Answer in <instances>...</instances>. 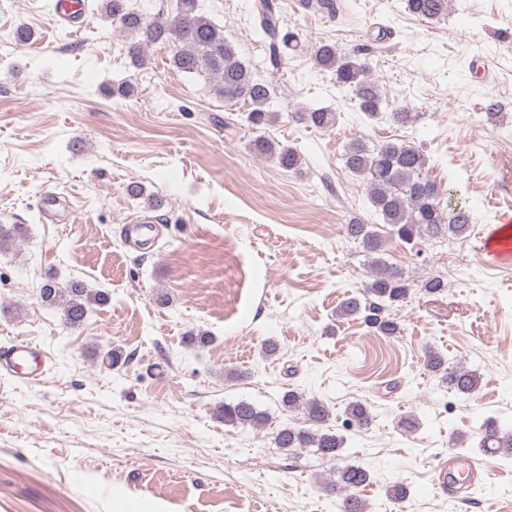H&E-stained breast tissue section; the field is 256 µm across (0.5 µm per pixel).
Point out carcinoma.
Masks as SVG:
<instances>
[{
    "instance_id": "cac0c4a2",
    "label": "carcinoma",
    "mask_w": 512,
    "mask_h": 512,
    "mask_svg": "<svg viewBox=\"0 0 512 512\" xmlns=\"http://www.w3.org/2000/svg\"><path fill=\"white\" fill-rule=\"evenodd\" d=\"M448 4L449 0H406L408 11L427 20L446 16ZM104 13L125 34L127 54L133 64H145L147 49L166 43L173 47L172 64L177 70L208 81L214 94L226 102L249 104L246 122L251 127L259 128L277 119L270 110L269 83L253 77L224 36V28L201 14L198 0H174L171 11L153 14L130 10L127 0H104ZM252 14L256 36L269 43L276 60L306 51L318 68L332 72L340 88L355 94L360 111L368 118L387 114L400 125L416 119L408 106L381 96L361 51L345 52L327 41L313 43L281 26L274 0H254ZM291 118L308 127L327 129L335 124L336 113L325 107L308 108L291 113ZM252 146L258 154L275 159L285 169L294 170L300 165V156L293 148L266 137L255 138ZM342 160L346 169L364 180L369 201L382 220V232L377 225L359 218L344 225L346 238L362 244L370 254H381L388 236L415 246L426 237L463 238L474 223L473 210L458 196L457 189L448 188V204L440 206L436 186L423 173L427 158L414 145L386 142L371 147L355 139L346 147ZM410 291L411 284L403 272L376 258L362 296L345 298L336 309V318L360 319L378 336L397 337L401 326L393 309L407 300ZM39 296L43 303L60 307L64 321L71 326L80 325L92 306L109 301L105 292L93 291L80 281L62 286L53 276L46 278ZM425 367L460 397L470 398L479 388L480 376L475 371L448 364V358L439 352L427 353ZM281 404L285 408L303 407L312 427L281 426L274 436L276 447L306 450L336 463L334 479L326 490L340 498L345 512H367L360 491L372 482V472L344 455L345 437L327 426L331 408L317 397L303 399L294 389L282 393ZM345 413L359 429L372 421L367 406L358 401L350 403ZM215 414L235 427H255L269 419L267 412L246 400L219 405ZM479 436L484 452L512 457V430H503L487 420L480 426Z\"/></svg>"
}]
</instances>
